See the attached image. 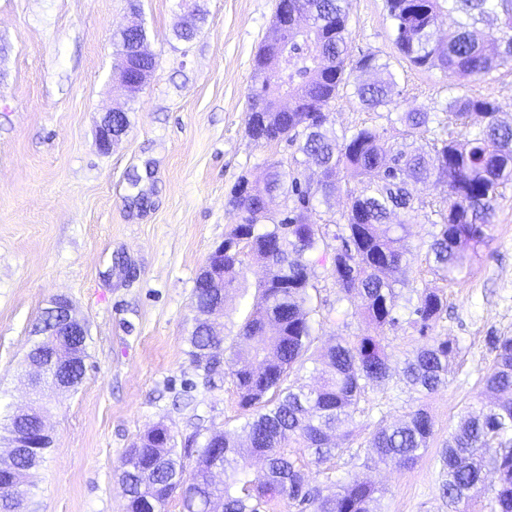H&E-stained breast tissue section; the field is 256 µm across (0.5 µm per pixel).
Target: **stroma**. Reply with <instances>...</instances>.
<instances>
[{"instance_id":"1","label":"stroma","mask_w":512,"mask_h":512,"mask_svg":"<svg viewBox=\"0 0 512 512\" xmlns=\"http://www.w3.org/2000/svg\"><path fill=\"white\" fill-rule=\"evenodd\" d=\"M141 4L158 67L129 102L111 88L113 34L130 19L129 0H0V400L27 403L22 361L52 297L67 296L90 334L82 385L48 396L54 448L38 470V512H124L119 467L154 424L194 455L210 431L236 427L229 365L209 385L188 354L195 282L240 220L228 204L237 178L294 151L245 131L254 59L276 0H198L207 23L188 43L174 36L178 0ZM349 45L388 64L401 110H439L449 93L467 92L494 99L512 120V69L476 83L414 67L394 43L386 0H351ZM116 107L131 125L104 155L95 130ZM330 112L339 131L386 123L348 88ZM496 207L468 267L444 288L448 309L433 333L456 349L447 386L410 390L402 363L422 339L405 322L385 328L391 375L368 387L347 449L319 466L305 449L293 451L311 485L357 473L382 490L384 512H448L439 452L480 397L494 358L490 337L512 336V189ZM265 275L263 264L248 263L247 295L226 302V335H236ZM419 407L434 422L422 457L409 467L364 466L379 423Z\"/></svg>"}]
</instances>
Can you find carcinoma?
Wrapping results in <instances>:
<instances>
[{
  "label": "carcinoma",
  "instance_id": "obj_1",
  "mask_svg": "<svg viewBox=\"0 0 512 512\" xmlns=\"http://www.w3.org/2000/svg\"><path fill=\"white\" fill-rule=\"evenodd\" d=\"M387 3L395 43L415 67H439L484 82L500 67L512 65V0ZM294 4L305 31H283L275 19L255 57L246 132L257 143L286 141L295 146V154L287 163L267 164L259 177L243 175L236 182L249 185L255 198L241 201L237 189L231 191L230 204L241 221L224 238V280L194 293L196 307L218 310L217 325L196 323L188 338L195 360L206 353L230 354L241 421L219 438L207 437L189 473L173 435L166 448H128L120 474L125 512H148L152 506L164 512L176 493L183 512H205L204 504L212 501L221 512H264L281 500L297 512H382L380 490L357 476L335 482L336 491L329 495L310 486L304 464L288 449H307L317 465L336 455V440L352 434L367 386L390 377V356L380 332L399 323L401 308L425 338L404 361L407 383L433 393L448 382L456 350L448 339L428 335L447 298L427 283L410 288L405 297L397 292L409 283L412 251L406 224L389 220L402 210L431 225L429 270L442 281L454 279L483 242L485 229L495 223L497 199L512 186V125L499 120V108L489 97H449L445 123L427 109L397 111L389 66L373 54L351 58L350 0ZM184 7L186 22L175 36L189 41L199 30L198 8ZM452 14L461 20L446 37L433 39L434 28ZM487 17L499 21L496 32L478 27ZM114 42L128 50L131 63L151 65L145 25L121 32ZM353 70L372 76L355 85L354 94L365 108L386 113L389 128L360 125L339 134L332 127L328 109ZM447 125L462 132L450 138ZM424 134L425 144L415 146L413 139ZM302 156L320 167L317 183L301 180ZM430 181L442 186L444 195L414 201L409 183ZM341 191L348 208L330 234L315 215L320 206L332 208ZM273 194L293 205L280 212L265 208L264 199ZM328 252L330 274L340 292L334 307L318 300L309 280V256ZM248 258L263 263L267 275L258 285L260 302L230 338L221 322L224 303L232 295L244 297ZM323 307L338 316L358 313L378 333L337 341L316 355L314 316ZM37 328L42 335L26 358L47 365L54 331L46 327V314ZM489 343L495 355L481 379L487 401L468 408L442 450L439 491L450 506L466 507L482 490L485 473L492 471L497 475L492 512H512V336H491ZM311 359L317 364L318 384L306 388L290 380ZM433 427L431 416L416 409L398 423L380 425L369 452L381 462L407 467L429 447ZM493 439L500 451L488 457L483 448ZM53 443L46 438L32 457L14 460L22 497L0 495V512L34 506V477ZM254 456L266 466L265 480L258 483L246 466Z\"/></svg>",
  "mask_w": 512,
  "mask_h": 512
}]
</instances>
